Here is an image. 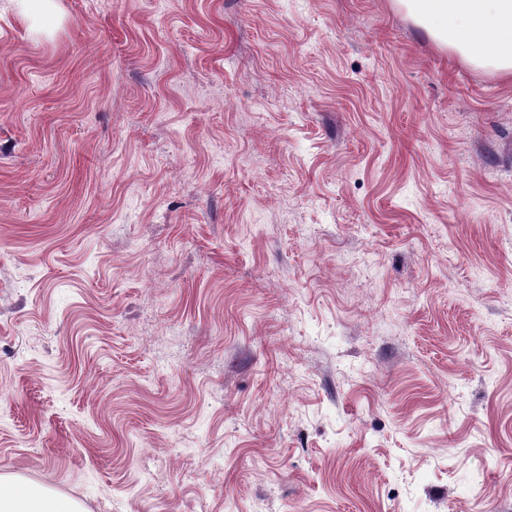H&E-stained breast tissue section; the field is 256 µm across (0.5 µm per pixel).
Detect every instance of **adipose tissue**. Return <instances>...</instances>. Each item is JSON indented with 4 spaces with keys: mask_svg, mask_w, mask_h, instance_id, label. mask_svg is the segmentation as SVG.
Masks as SVG:
<instances>
[{
    "mask_svg": "<svg viewBox=\"0 0 512 512\" xmlns=\"http://www.w3.org/2000/svg\"><path fill=\"white\" fill-rule=\"evenodd\" d=\"M439 47L462 62L512 75V0H394ZM0 512H83L47 487L0 477Z\"/></svg>",
    "mask_w": 512,
    "mask_h": 512,
    "instance_id": "1",
    "label": "adipose tissue"
}]
</instances>
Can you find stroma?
Wrapping results in <instances>:
<instances>
[{
	"label": "stroma",
	"instance_id": "1",
	"mask_svg": "<svg viewBox=\"0 0 512 512\" xmlns=\"http://www.w3.org/2000/svg\"><path fill=\"white\" fill-rule=\"evenodd\" d=\"M0 475L512 512V77L393 0H0Z\"/></svg>",
	"mask_w": 512,
	"mask_h": 512
}]
</instances>
